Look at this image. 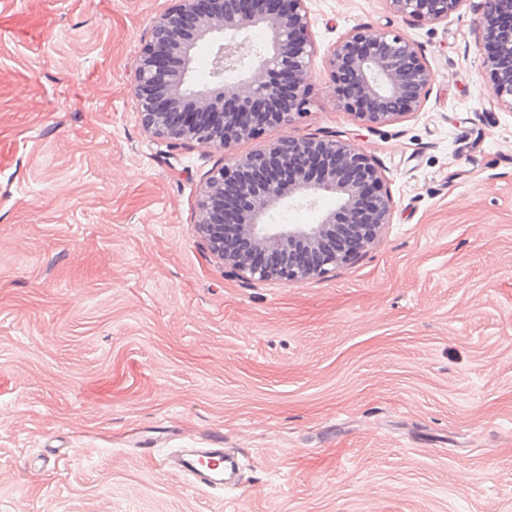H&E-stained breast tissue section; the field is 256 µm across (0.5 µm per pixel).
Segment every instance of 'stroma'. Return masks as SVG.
I'll use <instances>...</instances> for the list:
<instances>
[{
    "label": "stroma",
    "instance_id": "35a3bbf8",
    "mask_svg": "<svg viewBox=\"0 0 512 512\" xmlns=\"http://www.w3.org/2000/svg\"><path fill=\"white\" fill-rule=\"evenodd\" d=\"M171 5L0 0V512H512V112L482 86L484 0L435 23L310 0L288 133L374 156L393 218L353 264L254 285L194 224L223 149L139 125L136 60ZM358 26L434 73L376 131L324 69ZM219 442L235 487L168 466Z\"/></svg>",
    "mask_w": 512,
    "mask_h": 512
}]
</instances>
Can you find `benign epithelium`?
Instances as JSON below:
<instances>
[{
  "label": "benign epithelium",
  "mask_w": 512,
  "mask_h": 512,
  "mask_svg": "<svg viewBox=\"0 0 512 512\" xmlns=\"http://www.w3.org/2000/svg\"><path fill=\"white\" fill-rule=\"evenodd\" d=\"M309 0H172L142 46L132 95L142 130L173 150L228 152L201 187L196 231L212 258L247 281L302 284L357 261L392 223L393 198L377 160L351 142L290 136L306 110ZM420 21L448 19L464 0H388ZM266 43L243 51L251 31ZM215 47L210 79L195 84L198 49ZM478 44L483 88L512 112V0H485ZM326 71L338 107L377 129L419 112L434 81L418 46L390 30L355 27L332 44ZM267 137L260 148L234 152ZM336 200L313 224L276 220L294 205Z\"/></svg>",
  "instance_id": "benign-epithelium-1"
}]
</instances>
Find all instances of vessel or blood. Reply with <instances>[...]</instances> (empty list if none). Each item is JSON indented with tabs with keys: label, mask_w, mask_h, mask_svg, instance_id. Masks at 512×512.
<instances>
[{
	"label": "vessel or blood",
	"mask_w": 512,
	"mask_h": 512,
	"mask_svg": "<svg viewBox=\"0 0 512 512\" xmlns=\"http://www.w3.org/2000/svg\"><path fill=\"white\" fill-rule=\"evenodd\" d=\"M172 470L191 478L202 489H213L238 484L241 461L237 454L220 448H193L177 456Z\"/></svg>",
	"instance_id": "b4317fda"
}]
</instances>
